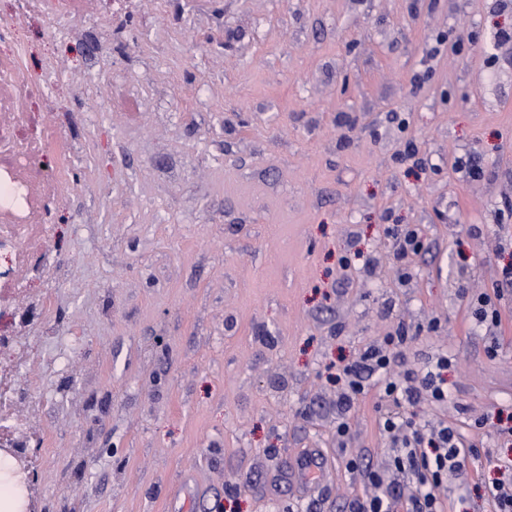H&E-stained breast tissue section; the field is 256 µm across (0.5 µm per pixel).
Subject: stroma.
I'll return each mask as SVG.
<instances>
[{
	"label": "stroma",
	"instance_id": "obj_1",
	"mask_svg": "<svg viewBox=\"0 0 512 512\" xmlns=\"http://www.w3.org/2000/svg\"><path fill=\"white\" fill-rule=\"evenodd\" d=\"M110 6L85 0L76 34L40 13L23 34L32 73L50 59L67 74L59 106L85 146L51 244L69 263L59 332L27 339L41 355L27 373L53 403L42 512H354L381 488L407 512L377 377L341 441L332 379L400 325L413 339L394 372L452 360L447 402L421 401L416 421L491 451L463 459L445 512H494L485 487L512 462L498 434L512 333L470 322L469 304L512 267V42L497 38L512 10L169 0L162 20L137 0L99 68L88 33ZM410 142L416 161H399ZM395 224L426 245L406 281ZM303 448L330 452L336 476L301 500L281 462Z\"/></svg>",
	"mask_w": 512,
	"mask_h": 512
}]
</instances>
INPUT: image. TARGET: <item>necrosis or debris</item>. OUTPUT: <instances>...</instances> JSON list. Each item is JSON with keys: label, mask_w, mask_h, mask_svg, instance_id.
<instances>
[{"label": "necrosis or debris", "mask_w": 512, "mask_h": 512, "mask_svg": "<svg viewBox=\"0 0 512 512\" xmlns=\"http://www.w3.org/2000/svg\"><path fill=\"white\" fill-rule=\"evenodd\" d=\"M45 0H19L9 18L0 20V443L14 448L44 447L31 440L30 429L46 414V406L33 383H19L21 369L41 360L26 344V332L38 326L41 334L57 331L56 308L49 288L25 310L15 306L23 284L19 268H28L49 285L66 272L63 260L46 262L44 254L54 234L55 209L66 196L64 174L76 157V139L70 115L47 123L54 109L52 88L63 86L64 76L46 63L41 76L27 64L28 47L22 37L30 16L41 11ZM41 108H34V101ZM54 156L56 167L44 159ZM30 402L29 414L17 421L13 414L20 399Z\"/></svg>", "instance_id": "4bbe7bcc"}]
</instances>
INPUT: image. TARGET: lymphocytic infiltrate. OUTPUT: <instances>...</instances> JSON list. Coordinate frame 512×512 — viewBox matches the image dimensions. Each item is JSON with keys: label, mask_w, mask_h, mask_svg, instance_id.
Here are the masks:
<instances>
[{"label": "lymphocytic infiltrate", "mask_w": 512, "mask_h": 512, "mask_svg": "<svg viewBox=\"0 0 512 512\" xmlns=\"http://www.w3.org/2000/svg\"><path fill=\"white\" fill-rule=\"evenodd\" d=\"M409 339L405 329H396L376 345L368 347L355 363L337 366L336 381L342 386L338 407L347 410L354 401L367 394L368 377L379 375L384 411L378 425L381 435L390 444L391 466L409 476L416 488L409 498L410 512H442L437 489L450 474L459 470L462 458L468 455L480 457L481 451L465 445L454 427L442 424L428 428L405 415V408L422 399L447 401L448 387L443 372L450 364L448 356L444 355L425 372L391 373L392 350Z\"/></svg>", "instance_id": "f902f5d3"}]
</instances>
